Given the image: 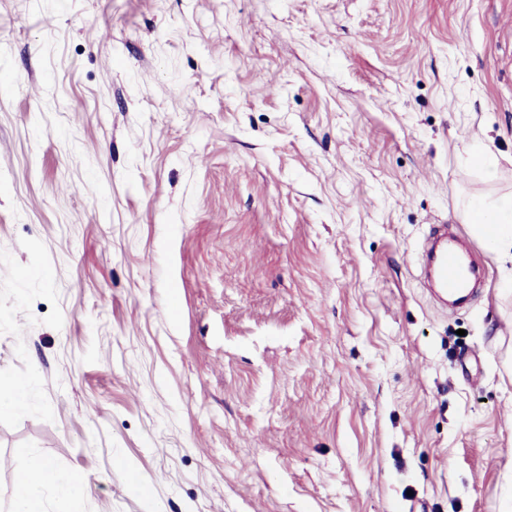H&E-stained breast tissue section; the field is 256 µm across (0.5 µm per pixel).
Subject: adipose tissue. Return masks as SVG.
Wrapping results in <instances>:
<instances>
[{"label": "adipose tissue", "mask_w": 512, "mask_h": 512, "mask_svg": "<svg viewBox=\"0 0 512 512\" xmlns=\"http://www.w3.org/2000/svg\"><path fill=\"white\" fill-rule=\"evenodd\" d=\"M465 219L473 233L486 242L501 261L512 263L511 195L500 197L491 205L480 200L468 203ZM28 470L30 482L14 489L9 512H44L47 487H57L65 494H78L85 485L80 475L58 472L41 460L32 461Z\"/></svg>", "instance_id": "1"}]
</instances>
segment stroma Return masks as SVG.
Here are the masks:
<instances>
[{"label":"stroma","instance_id":"35a3bbf8","mask_svg":"<svg viewBox=\"0 0 512 512\" xmlns=\"http://www.w3.org/2000/svg\"><path fill=\"white\" fill-rule=\"evenodd\" d=\"M509 193L512 0H0V512H512ZM471 164L478 168L488 180L497 179L499 172V160L496 154L488 148H483L481 153H475L470 158ZM467 224L503 262L512 263V196H502L493 205L472 201L465 210ZM471 267L467 252L447 232L437 233L425 259V274L434 295L447 302L448 296H466L469 282L465 270ZM2 380L9 382V390H0V414L19 407L23 403L25 395L20 382L1 377L0 381L2 382ZM24 469L30 472V483L13 491L9 512H44V492L50 485L64 494H79L85 485L77 474L56 471L41 460H34Z\"/></svg>","mask_w":512,"mask_h":512}]
</instances>
